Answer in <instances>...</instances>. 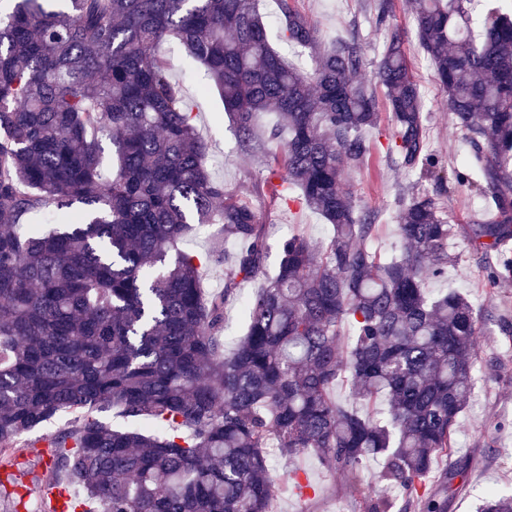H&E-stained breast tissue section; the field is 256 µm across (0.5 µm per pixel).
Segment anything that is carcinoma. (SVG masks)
I'll return each mask as SVG.
<instances>
[{
	"label": "carcinoma",
	"mask_w": 512,
	"mask_h": 512,
	"mask_svg": "<svg viewBox=\"0 0 512 512\" xmlns=\"http://www.w3.org/2000/svg\"><path fill=\"white\" fill-rule=\"evenodd\" d=\"M51 2L14 0L0 17V469L20 466L24 436L68 414L42 436L39 512H58L54 488L69 495L64 512H274L271 448L317 455L361 512H448L463 467L434 464L475 390L482 320L461 293L423 282L456 262L453 235L491 260L489 285L512 277V0H415V38L468 147L453 176L492 200L496 219L451 224L437 195L402 189L387 258L372 247L378 214L345 189L369 155L365 132L385 138L394 170L439 189L448 175L393 0H374L386 130L359 79V37L323 45L291 0H278L279 38L308 51L309 69L271 46L256 0ZM167 38L207 69L241 151L258 152L256 117L275 113L271 199L332 227L319 248L302 233L283 240L230 351L224 307L263 274L266 225L210 176L208 143L155 53ZM104 135L118 155L108 177ZM76 205L83 213L66 215ZM215 211L234 252L224 291L208 294L202 260L176 241ZM59 214L54 229L30 224ZM344 375L349 403L333 394ZM478 512H512V494L488 492Z\"/></svg>",
	"instance_id": "cac0c4a2"
}]
</instances>
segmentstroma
I'll use <instances>...</instances> for the list:
<instances>
[{
	"instance_id": "stroma-1",
	"label": "stroma",
	"mask_w": 512,
	"mask_h": 512,
	"mask_svg": "<svg viewBox=\"0 0 512 512\" xmlns=\"http://www.w3.org/2000/svg\"><path fill=\"white\" fill-rule=\"evenodd\" d=\"M309 18L322 43L330 44L358 31L368 64L361 77L374 81L373 64L378 59L386 32L376 26L370 0H294ZM411 0H394V22L408 31L405 50L411 70L420 86L428 115L431 146L448 165L461 161L463 145L448 120V97L437 84L426 54L412 37ZM160 55L171 65L173 78L196 114V124L210 145L207 167L211 176L223 182L258 209L267 225L268 272H275L281 257V243L289 236L305 234L313 244H321L329 233L323 218L307 208H283L272 205L257 194L255 186L267 176L259 156L241 153L235 131L222 117V103L210 90V79L201 67L188 66L182 46L175 41L162 43ZM358 204L377 212L382 226L375 242L377 250L392 254L396 242L395 196L402 187L422 192L432 188L419 175L393 170L379 147H372L367 170L351 174L346 184ZM440 203L454 224H469L476 219H491V211L474 197L467 187L447 184ZM448 251L458 259L449 266L447 277L426 281L429 290H455L476 306L484 327L477 338L476 367L478 381L470 405L459 417L456 459L466 465V475L451 501L448 512H476L486 488L512 491V280L487 283V269L479 254L474 253L460 236L448 240ZM452 458V459H455ZM452 459L442 458L438 468H446ZM305 474L316 489L315 495L298 498L291 495L284 476L291 471ZM270 477L274 482L276 512H359L356 499L338 476L327 472L312 455L288 459L278 455L270 460Z\"/></svg>"
}]
</instances>
